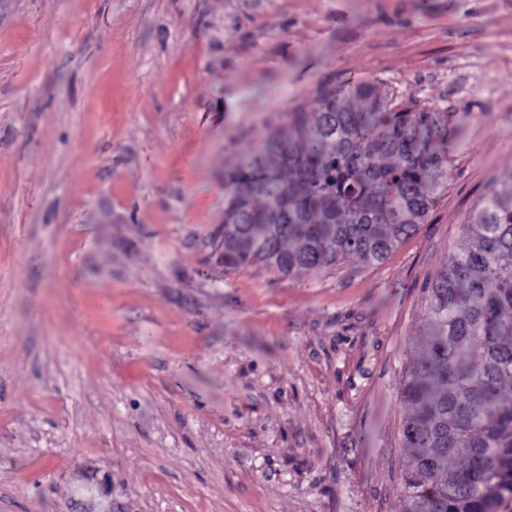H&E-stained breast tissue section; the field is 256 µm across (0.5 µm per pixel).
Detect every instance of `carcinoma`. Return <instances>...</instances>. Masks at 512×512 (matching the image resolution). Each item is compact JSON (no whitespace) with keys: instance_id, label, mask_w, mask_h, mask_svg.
<instances>
[{"instance_id":"1","label":"carcinoma","mask_w":512,"mask_h":512,"mask_svg":"<svg viewBox=\"0 0 512 512\" xmlns=\"http://www.w3.org/2000/svg\"><path fill=\"white\" fill-rule=\"evenodd\" d=\"M443 113L394 104L371 83L314 106L224 169L225 269L283 276L386 260L425 222L447 160ZM469 245L429 291L423 344L405 373L402 512H499L512 501V184L487 196Z\"/></svg>"}]
</instances>
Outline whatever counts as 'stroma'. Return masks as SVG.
<instances>
[{"label":"stroma","mask_w":512,"mask_h":512,"mask_svg":"<svg viewBox=\"0 0 512 512\" xmlns=\"http://www.w3.org/2000/svg\"><path fill=\"white\" fill-rule=\"evenodd\" d=\"M448 115L377 265L227 270L224 170L325 85ZM512 182V0H0V512H401L404 372Z\"/></svg>","instance_id":"35a3bbf8"}]
</instances>
